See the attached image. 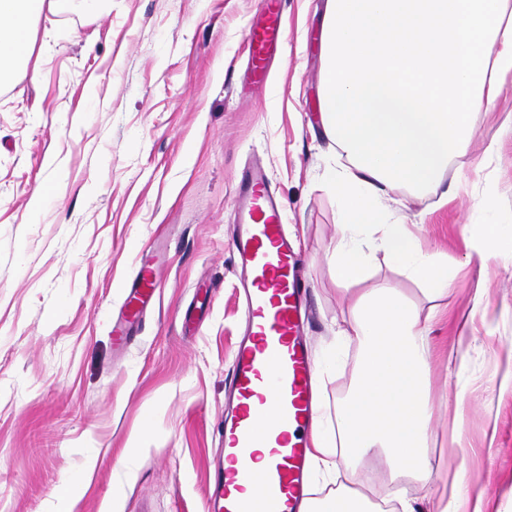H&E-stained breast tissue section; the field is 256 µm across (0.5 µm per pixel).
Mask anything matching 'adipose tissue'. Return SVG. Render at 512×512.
I'll list each match as a JSON object with an SVG mask.
<instances>
[{"instance_id": "obj_1", "label": "adipose tissue", "mask_w": 512, "mask_h": 512, "mask_svg": "<svg viewBox=\"0 0 512 512\" xmlns=\"http://www.w3.org/2000/svg\"><path fill=\"white\" fill-rule=\"evenodd\" d=\"M96 10L98 0H0V85L29 60L33 22L45 3ZM320 121L348 159L330 170L341 219L330 251L338 289L355 290L353 313L338 334L354 347L348 391L322 403L312 462L328 472L384 451L399 474L433 476L439 495L426 506L404 499L400 512H469L461 477L431 472L426 456L433 402L430 318L397 288L361 289L376 253L429 297L455 288L460 268L431 252L404 215L386 205L404 185H439L473 117L492 112L512 75V0H326L321 29ZM479 267L512 254V229L484 224L467 240ZM304 512H384L341 486L310 499Z\"/></svg>"}]
</instances>
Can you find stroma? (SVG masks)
<instances>
[{
  "label": "stroma",
  "mask_w": 512,
  "mask_h": 512,
  "mask_svg": "<svg viewBox=\"0 0 512 512\" xmlns=\"http://www.w3.org/2000/svg\"><path fill=\"white\" fill-rule=\"evenodd\" d=\"M285 39L263 86L247 34L262 0H112L104 11L44 9L29 67L0 85V512H205L243 309L233 205L252 159L268 168L300 256L319 395L343 396L355 353L334 336L350 297L331 277L340 219L325 180L339 158L322 132L325 0H283ZM512 81L438 189L391 191L425 243L464 263V227L512 225ZM50 193L38 212V186ZM160 282L134 339L112 343L123 284L154 238ZM433 313L435 397L428 460L460 474L482 512H512V256L466 265L448 295L377 259L370 285ZM205 303H196V295ZM472 315L468 373L448 364ZM462 413L461 448L452 423ZM151 427L141 431L142 418ZM139 446L128 450L132 436ZM371 501L424 504L435 486L392 479L384 453L356 464Z\"/></svg>",
  "instance_id": "obj_1"
}]
</instances>
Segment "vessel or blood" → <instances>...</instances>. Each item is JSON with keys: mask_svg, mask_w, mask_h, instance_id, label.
Masks as SVG:
<instances>
[{"mask_svg": "<svg viewBox=\"0 0 512 512\" xmlns=\"http://www.w3.org/2000/svg\"><path fill=\"white\" fill-rule=\"evenodd\" d=\"M282 27L281 0H265L264 22L247 37L256 82L265 79V61ZM235 227V256L246 275V332L235 354L207 512H299L308 492L313 365L304 336L298 259L262 162L242 174ZM157 286L150 259H142L136 277L123 285L122 316L112 325L115 345L134 334ZM261 446L268 458L260 467L256 450Z\"/></svg>", "mask_w": 512, "mask_h": 512, "instance_id": "b4317fda", "label": "vessel or blood"}]
</instances>
